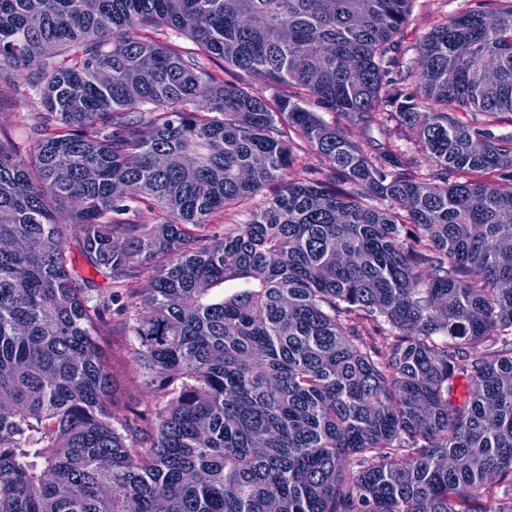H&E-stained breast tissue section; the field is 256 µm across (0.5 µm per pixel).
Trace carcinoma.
<instances>
[{
	"instance_id": "1",
	"label": "carcinoma",
	"mask_w": 512,
	"mask_h": 512,
	"mask_svg": "<svg viewBox=\"0 0 512 512\" xmlns=\"http://www.w3.org/2000/svg\"><path fill=\"white\" fill-rule=\"evenodd\" d=\"M491 2L409 62L413 0H0V99L38 106L32 146L0 133V512H512V0ZM302 142L322 168L294 175ZM114 310L153 393L119 420ZM274 189L267 187L261 193L248 197L241 205L230 208L226 211L214 214L209 222L217 227L215 231L224 233V224H246L252 214L258 210L265 200L273 194Z\"/></svg>"
}]
</instances>
